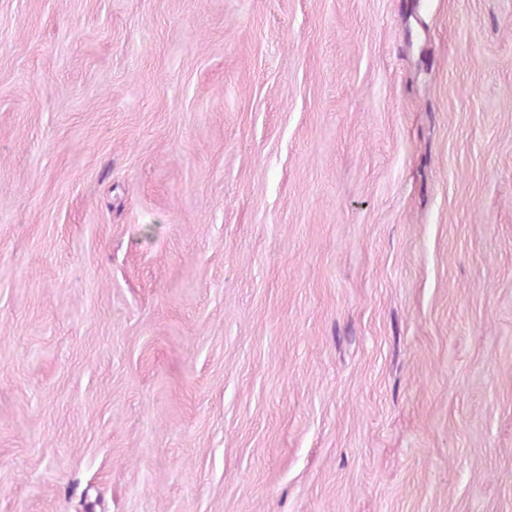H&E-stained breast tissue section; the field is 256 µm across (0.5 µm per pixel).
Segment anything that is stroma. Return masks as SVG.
Segmentation results:
<instances>
[{
	"mask_svg": "<svg viewBox=\"0 0 512 512\" xmlns=\"http://www.w3.org/2000/svg\"><path fill=\"white\" fill-rule=\"evenodd\" d=\"M0 512H512V0H0Z\"/></svg>",
	"mask_w": 512,
	"mask_h": 512,
	"instance_id": "obj_1",
	"label": "stroma"
}]
</instances>
